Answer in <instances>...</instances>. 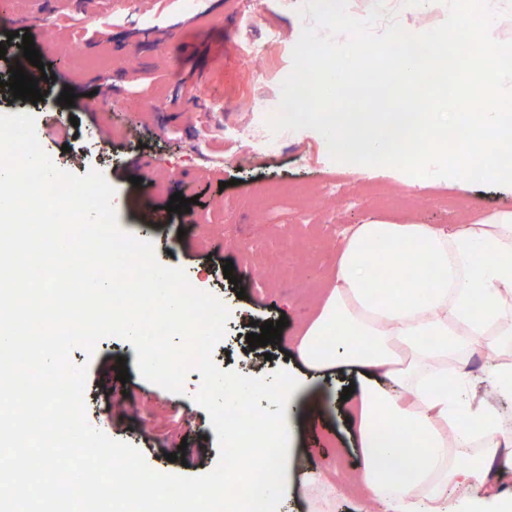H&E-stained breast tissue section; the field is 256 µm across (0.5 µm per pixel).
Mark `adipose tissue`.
Instances as JSON below:
<instances>
[{"mask_svg": "<svg viewBox=\"0 0 512 512\" xmlns=\"http://www.w3.org/2000/svg\"><path fill=\"white\" fill-rule=\"evenodd\" d=\"M389 270L385 295L374 292L377 263ZM414 266L421 274L404 276ZM332 339L330 347L320 337ZM492 357L486 377L512 399V365L496 363L512 346V203L488 221L437 227L371 219L345 237L336 281L320 315L298 343L308 367L359 368L352 394L359 422L363 501L384 512H512V494L492 492L496 468H512V431L479 395L472 378L448 379L474 344ZM390 386H383L382 378ZM301 383L285 376L273 390L253 380L232 383L228 403L270 393L282 415L251 433L247 462L275 454L287 467L283 415ZM480 463L460 464L469 449Z\"/></svg>", "mask_w": 512, "mask_h": 512, "instance_id": "1", "label": "adipose tissue"}]
</instances>
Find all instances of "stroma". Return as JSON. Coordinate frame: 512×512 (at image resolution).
I'll list each match as a JSON object with an SVG mask.
<instances>
[{"label":"stroma","instance_id":"stroma-1","mask_svg":"<svg viewBox=\"0 0 512 512\" xmlns=\"http://www.w3.org/2000/svg\"><path fill=\"white\" fill-rule=\"evenodd\" d=\"M302 0H12L10 9L26 26L0 23V42L26 29L47 75L42 101L13 98L4 83L9 70L30 62L0 58V114L20 111L35 118L42 149L55 165L82 176L96 170L113 186L120 227L151 241L158 261L185 270L201 290L229 311L226 332L213 351L225 371L252 375L246 340L252 322L288 321L280 341L267 345L272 359L262 370L289 369L304 378L301 409L292 419L289 466L275 512H356L359 501L342 483L361 461L358 423L337 394L338 377L350 367L311 372L297 340L319 315L331 286L344 237H318L316 224L328 200L318 189L341 179L335 218L345 227L380 217L399 224H448L445 202L466 205L464 221L489 217L505 200L504 190L443 177L416 178L391 168L365 174L362 166L334 162L316 131L288 132L281 149L257 156L266 121L277 113L281 84L293 66L292 51L304 21ZM401 25L427 31L442 24L443 0H386ZM80 42L84 55L62 52ZM264 71L249 73L251 57ZM205 74L196 88L192 76ZM76 93L73 106L59 97ZM190 199L189 212L166 206L174 193ZM245 239L267 255V282L250 274L229 239ZM233 263V279L218 275ZM244 298H237L236 287ZM74 364L87 368L86 417L108 437L136 447L160 473L197 476L218 460L208 413L195 402L201 376L190 371L184 394L145 380L136 351L126 340L107 337L94 354L74 350ZM124 362L130 379L115 366ZM184 450L181 462L168 454ZM330 470L332 482L308 485V474Z\"/></svg>","mask_w":512,"mask_h":512}]
</instances>
